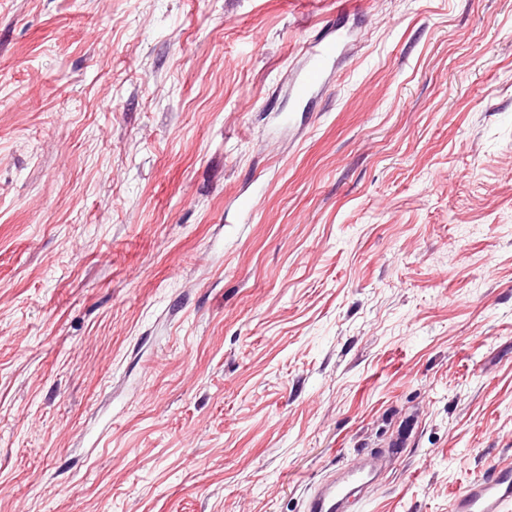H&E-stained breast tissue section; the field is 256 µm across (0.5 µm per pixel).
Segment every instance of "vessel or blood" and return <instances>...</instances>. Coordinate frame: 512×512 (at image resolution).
I'll return each instance as SVG.
<instances>
[{"label": "vessel or blood", "mask_w": 512, "mask_h": 512, "mask_svg": "<svg viewBox=\"0 0 512 512\" xmlns=\"http://www.w3.org/2000/svg\"><path fill=\"white\" fill-rule=\"evenodd\" d=\"M302 52L307 65L294 84V97L297 105L306 109L314 94L324 89L339 45L324 36L304 43ZM381 474L375 457L359 458L354 465L315 484L306 498L305 512H363L367 492ZM448 512H512V460L493 462L470 480L453 496Z\"/></svg>", "instance_id": "b4317fda"}]
</instances>
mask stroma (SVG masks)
Here are the masks:
<instances>
[{"label":"stroma","mask_w":512,"mask_h":512,"mask_svg":"<svg viewBox=\"0 0 512 512\" xmlns=\"http://www.w3.org/2000/svg\"><path fill=\"white\" fill-rule=\"evenodd\" d=\"M370 449L364 512L512 458V0H0V512H305ZM302 52L307 65L294 84V97L302 112H307L313 100V94L324 89L330 67L338 57L339 44L336 39L327 36L306 42Z\"/></svg>","instance_id":"stroma-1"}]
</instances>
